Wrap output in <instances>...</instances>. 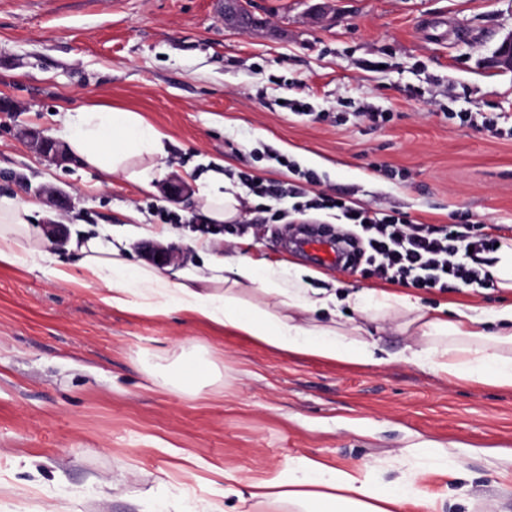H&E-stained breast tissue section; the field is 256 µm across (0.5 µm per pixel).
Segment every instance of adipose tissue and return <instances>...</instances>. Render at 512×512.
Masks as SVG:
<instances>
[{
    "mask_svg": "<svg viewBox=\"0 0 512 512\" xmlns=\"http://www.w3.org/2000/svg\"><path fill=\"white\" fill-rule=\"evenodd\" d=\"M62 125L70 151L105 175L147 182L155 161L167 154L165 134L131 110L69 111ZM200 198L211 223H229L240 215L237 192L224 183L202 185ZM38 211L35 201L0 197V265L48 257L51 242L35 225ZM78 249L84 280L106 286L105 301L116 308L149 315L174 308L282 352L358 366L398 359L451 379L512 387V356L501 352L512 347V304L485 310L458 303L446 316L397 290L371 288L351 300L359 320L346 328L336 321L335 293L309 290L302 273L286 262L262 268L233 248L206 271L186 269L172 277L132 262L120 246H103L94 236ZM390 314L398 318L399 331L415 342L400 355L382 356L365 340L364 323ZM405 453L422 459L423 468L385 486L374 479L372 464L343 470L300 456L287 459L271 476L244 485L225 476L222 493L288 500L303 504L305 512H399L416 499L425 512H437V501L421 499L418 484L424 469L450 472L455 463L441 444L431 441L414 444Z\"/></svg>",
    "mask_w": 512,
    "mask_h": 512,
    "instance_id": "adipose-tissue-1",
    "label": "adipose tissue"
}]
</instances>
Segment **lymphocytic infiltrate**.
Here are the masks:
<instances>
[{
    "label": "lymphocytic infiltrate",
    "mask_w": 512,
    "mask_h": 512,
    "mask_svg": "<svg viewBox=\"0 0 512 512\" xmlns=\"http://www.w3.org/2000/svg\"><path fill=\"white\" fill-rule=\"evenodd\" d=\"M302 179V184L285 189L254 175L244 176L243 181L251 195L271 200L288 197L297 210L338 209L346 223L361 229L354 242L371 274L379 278L425 290L442 291L458 284L493 286L483 256L495 251L497 240L471 223L467 213L452 214L449 223L439 226L415 224L394 210L373 212L324 193L310 195L308 187L316 179L309 172Z\"/></svg>",
    "instance_id": "f902f5d3"
}]
</instances>
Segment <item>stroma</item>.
Listing matches in <instances>:
<instances>
[{"label":"stroma","instance_id":"obj_1","mask_svg":"<svg viewBox=\"0 0 512 512\" xmlns=\"http://www.w3.org/2000/svg\"><path fill=\"white\" fill-rule=\"evenodd\" d=\"M256 20L238 31L216 0H0V196L65 193L71 240L120 236L173 243L185 267L235 246L258 265L291 262L336 296L379 286L364 267L314 263L289 247L294 224L348 233L334 209L294 211L291 199L213 225L196 202L167 199L186 171L243 173L275 185L284 160L318 177L315 192L370 209L394 207L417 224L469 213L486 234L512 240V71L491 59L512 33V0H243ZM324 6L316 17L315 6ZM295 98L303 114L283 107ZM133 110L169 136L147 183L104 177L77 156L43 158L19 137L58 136L64 112ZM390 113L382 127L356 119ZM495 118L504 135L461 123ZM139 214L142 234L124 227ZM81 255L54 248L40 267L0 266V512H300L285 500L215 498L223 472L250 481L308 456L375 477L403 472V448L442 444L457 479L429 475L424 494L464 489L452 512H512V389L451 381L405 363L354 368L288 355L182 313L148 315L105 303L99 283L71 288L51 268L80 275ZM435 307L512 302L498 287L444 291L401 286ZM209 369L193 390L177 372L187 356ZM115 488L101 494V480Z\"/></svg>","mask_w":512,"mask_h":512}]
</instances>
